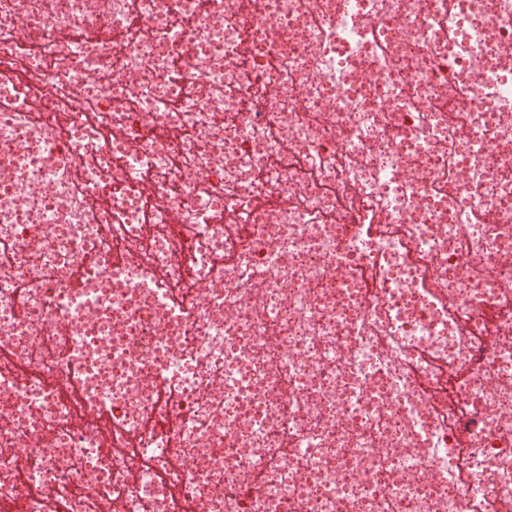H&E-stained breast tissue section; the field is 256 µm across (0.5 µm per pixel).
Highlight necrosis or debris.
Segmentation results:
<instances>
[{"label": "necrosis or debris", "mask_w": 512, "mask_h": 512, "mask_svg": "<svg viewBox=\"0 0 512 512\" xmlns=\"http://www.w3.org/2000/svg\"><path fill=\"white\" fill-rule=\"evenodd\" d=\"M109 504L512 512V0H0V512Z\"/></svg>", "instance_id": "4bbe7bcc"}]
</instances>
